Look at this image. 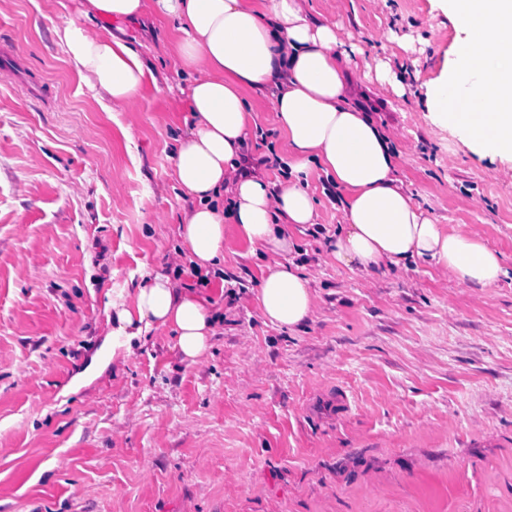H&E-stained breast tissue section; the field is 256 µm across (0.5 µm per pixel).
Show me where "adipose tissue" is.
I'll return each mask as SVG.
<instances>
[{
	"label": "adipose tissue",
	"mask_w": 512,
	"mask_h": 512,
	"mask_svg": "<svg viewBox=\"0 0 512 512\" xmlns=\"http://www.w3.org/2000/svg\"><path fill=\"white\" fill-rule=\"evenodd\" d=\"M87 18L111 21L99 33L72 22L56 27L80 80L97 91L110 112H128L145 87L162 84L125 25L144 14L172 21L176 54L191 69L189 110L194 127L175 149L174 171L190 207L179 226L198 271L224 261V233L252 253L275 255L266 264L255 299L266 322L296 328L317 305L311 281L294 262L291 225L314 224L308 190L320 169L342 197L343 222L331 244L336 261L371 272L428 263L459 283L495 285L506 271L502 257L474 231L435 224L395 178L389 136L351 100V54L326 23L312 19L300 0H86ZM274 88L275 121L290 162L280 183L239 172L244 142L255 125L249 91ZM112 327L74 385L109 363L133 354L152 334L170 331L191 363L211 348L219 318L207 291L178 287L164 273L150 277L113 303Z\"/></svg>",
	"instance_id": "1"
}]
</instances>
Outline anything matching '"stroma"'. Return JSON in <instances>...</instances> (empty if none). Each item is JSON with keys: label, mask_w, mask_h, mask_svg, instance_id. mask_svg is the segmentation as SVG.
<instances>
[{"label": "stroma", "mask_w": 512, "mask_h": 512, "mask_svg": "<svg viewBox=\"0 0 512 512\" xmlns=\"http://www.w3.org/2000/svg\"><path fill=\"white\" fill-rule=\"evenodd\" d=\"M359 49L354 78L388 65L404 93L358 89L389 133L396 175L436 223L480 234L506 276L489 288L437 267L338 264L339 197L309 176L317 218L290 228L312 280L304 325L271 326L255 302L263 259L224 236V326L198 363L163 335L78 391L111 329L112 301L149 274L197 285L177 234L173 178L191 128L173 24L131 23L163 92L107 112L54 29L85 0H0V512H512V158L482 155L429 117L427 87L457 30L436 0H303ZM273 95L253 101L244 154L283 179ZM343 411H310L316 394Z\"/></svg>", "instance_id": "stroma-1"}]
</instances>
